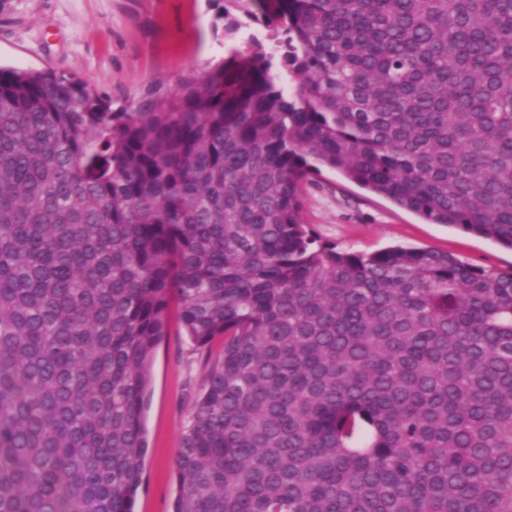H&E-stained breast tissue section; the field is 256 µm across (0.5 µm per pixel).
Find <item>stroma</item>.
<instances>
[{
  "label": "stroma",
  "instance_id": "1",
  "mask_svg": "<svg viewBox=\"0 0 512 512\" xmlns=\"http://www.w3.org/2000/svg\"><path fill=\"white\" fill-rule=\"evenodd\" d=\"M219 8L211 0H0V67L51 70L87 80L113 110L156 86L224 56ZM302 218L337 249L373 253L393 246L445 252L474 265L512 270V249L432 224L334 171L303 192ZM221 343L197 349L177 316L152 362L145 400L147 453L135 512H173V460Z\"/></svg>",
  "mask_w": 512,
  "mask_h": 512
}]
</instances>
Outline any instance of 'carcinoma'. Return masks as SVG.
<instances>
[{
    "label": "carcinoma",
    "mask_w": 512,
    "mask_h": 512,
    "mask_svg": "<svg viewBox=\"0 0 512 512\" xmlns=\"http://www.w3.org/2000/svg\"><path fill=\"white\" fill-rule=\"evenodd\" d=\"M221 2L120 112L0 69V512H134L173 307L222 340L174 512H512V271L302 221L329 169L512 249V0Z\"/></svg>",
    "instance_id": "cac0c4a2"
}]
</instances>
